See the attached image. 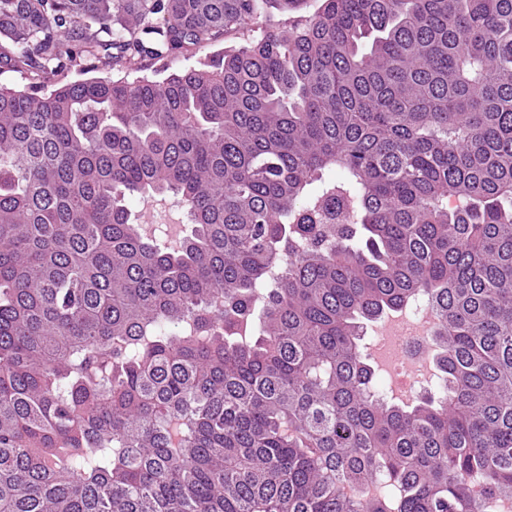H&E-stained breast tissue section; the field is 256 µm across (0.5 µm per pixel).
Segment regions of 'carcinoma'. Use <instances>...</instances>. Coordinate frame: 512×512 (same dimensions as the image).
I'll use <instances>...</instances> for the list:
<instances>
[{"instance_id":"cac0c4a2","label":"carcinoma","mask_w":512,"mask_h":512,"mask_svg":"<svg viewBox=\"0 0 512 512\" xmlns=\"http://www.w3.org/2000/svg\"><path fill=\"white\" fill-rule=\"evenodd\" d=\"M305 2L0 0V64L55 82L0 85V512L512 498V0ZM418 301L442 385L405 408L361 341ZM243 43L244 41L239 38V35L230 34L225 37L223 42L192 50L175 58L157 60L150 56L142 57L139 59L138 69L135 70H127L125 68L116 67L112 70H99L86 74H81L79 71L72 70L65 72L64 77H61V79L64 80V82H74L95 76L110 77L114 79L126 78L129 81H133L134 79L143 76L162 79L169 74L180 73L190 68L198 67L199 62L203 61L206 57L212 56L214 53L224 47H238Z\"/></svg>"}]
</instances>
